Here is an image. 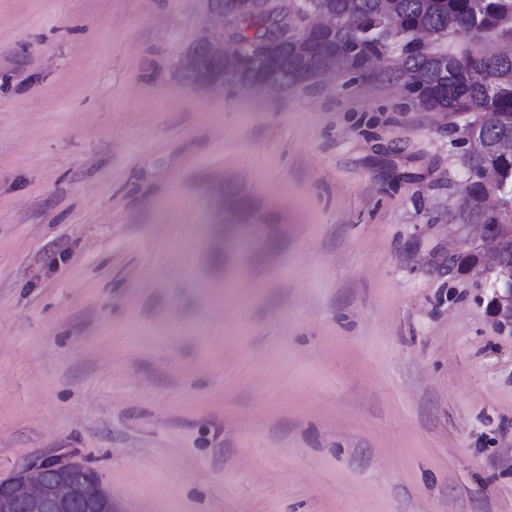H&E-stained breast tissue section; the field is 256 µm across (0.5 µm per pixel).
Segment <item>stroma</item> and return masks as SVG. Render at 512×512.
<instances>
[{"label":"stroma","instance_id":"1","mask_svg":"<svg viewBox=\"0 0 512 512\" xmlns=\"http://www.w3.org/2000/svg\"><path fill=\"white\" fill-rule=\"evenodd\" d=\"M208 0H0V477L120 512H512L463 151L386 79L191 86ZM254 223L224 246V214ZM0 512H117L99 476L55 457L0 478Z\"/></svg>","mask_w":512,"mask_h":512}]
</instances>
